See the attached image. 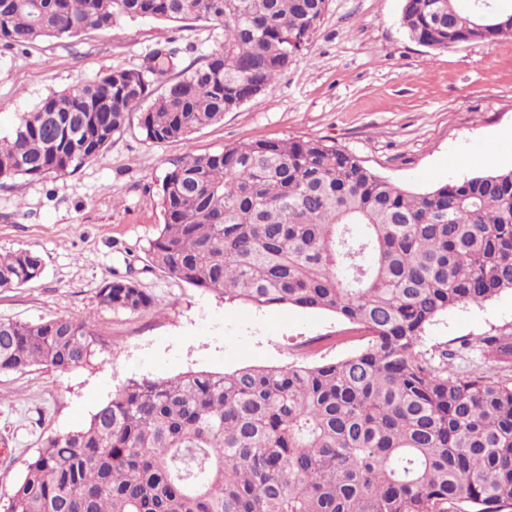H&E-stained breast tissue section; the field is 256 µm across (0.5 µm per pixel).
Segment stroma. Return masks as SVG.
<instances>
[{"label":"stroma","instance_id":"obj_1","mask_svg":"<svg viewBox=\"0 0 512 512\" xmlns=\"http://www.w3.org/2000/svg\"><path fill=\"white\" fill-rule=\"evenodd\" d=\"M402 4L328 0L317 34L262 99L189 139L150 144L134 113L77 171L0 185V254L30 250L44 267L40 278L0 289V318L85 319L100 338L85 366L0 376V512L44 439L83 426L128 378L319 364L362 346L333 313L229 302L154 268L146 249L162 224L157 191L173 162L260 139H313L414 193L479 174L480 154L512 169V36L430 49L405 33ZM223 40L216 21L125 19L74 38L0 44V134L49 93L137 67L156 44L170 42L187 65ZM119 277L155 305L135 313L101 305L100 288ZM495 333H512L511 291L449 310L422 347L452 352L448 370L463 376L482 366L475 343Z\"/></svg>","mask_w":512,"mask_h":512}]
</instances>
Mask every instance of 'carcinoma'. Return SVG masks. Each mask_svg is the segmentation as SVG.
<instances>
[{"label": "carcinoma", "instance_id": "obj_1", "mask_svg": "<svg viewBox=\"0 0 512 512\" xmlns=\"http://www.w3.org/2000/svg\"><path fill=\"white\" fill-rule=\"evenodd\" d=\"M328 0H0V44L110 29L122 19L224 24L197 67L154 48L52 92L0 137V183L72 173L123 133L154 145L260 97L316 34ZM408 36L435 50L512 36L496 0H403ZM151 263L256 306L334 313L364 339L334 362L130 378L83 426L47 436L6 512H503L512 508V379L448 373L418 350L449 309L512 291V170L401 189L319 140H256L187 156L161 184ZM42 259L0 255V289ZM100 302L153 299L131 278ZM84 320L0 319V375L88 364ZM512 368V333L479 339Z\"/></svg>", "mask_w": 512, "mask_h": 512}]
</instances>
